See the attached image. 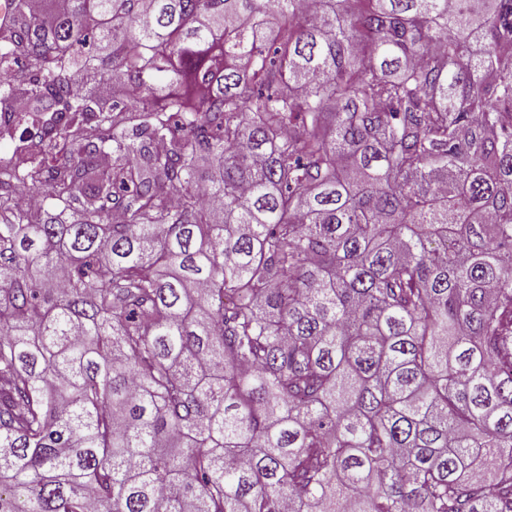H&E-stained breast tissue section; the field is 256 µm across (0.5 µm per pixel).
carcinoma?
I'll return each mask as SVG.
<instances>
[{
	"instance_id": "obj_1",
	"label": "carcinoma",
	"mask_w": 512,
	"mask_h": 512,
	"mask_svg": "<svg viewBox=\"0 0 512 512\" xmlns=\"http://www.w3.org/2000/svg\"><path fill=\"white\" fill-rule=\"evenodd\" d=\"M9 9L0 512H512V0Z\"/></svg>"
}]
</instances>
